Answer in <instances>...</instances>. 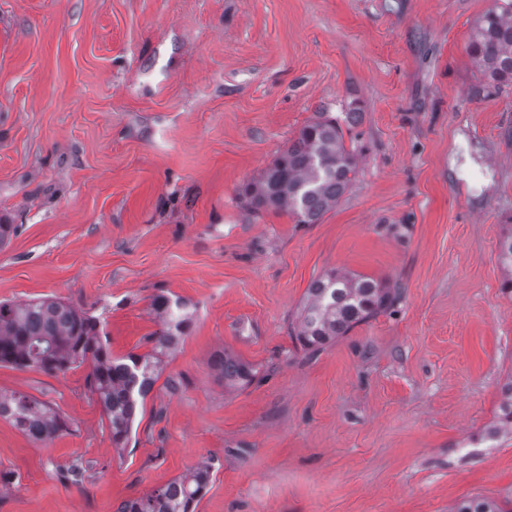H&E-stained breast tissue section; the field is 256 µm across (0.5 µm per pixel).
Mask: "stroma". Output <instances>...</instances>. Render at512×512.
I'll use <instances>...</instances> for the list:
<instances>
[{"label":"stroma","instance_id":"obj_1","mask_svg":"<svg viewBox=\"0 0 512 512\" xmlns=\"http://www.w3.org/2000/svg\"><path fill=\"white\" fill-rule=\"evenodd\" d=\"M495 0H0V301L95 316L150 351L154 296L196 313L124 449L87 366L0 365L71 432L0 419V512H115L207 464L195 512H454L512 500V440L465 454L512 380V84L467 45ZM358 173L316 224L240 195L310 120ZM335 269L400 291L324 349L291 338ZM230 350L258 371L229 390Z\"/></svg>","mask_w":512,"mask_h":512}]
</instances>
